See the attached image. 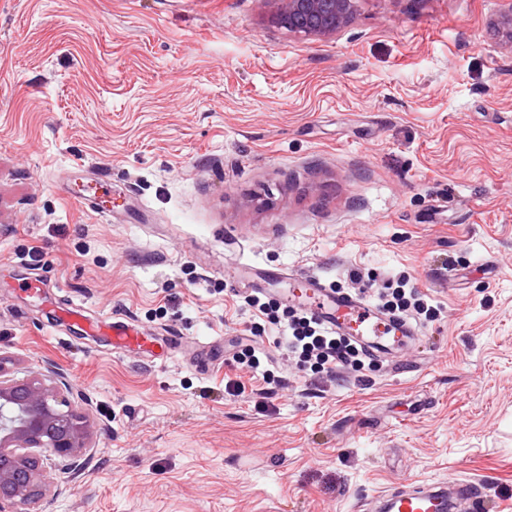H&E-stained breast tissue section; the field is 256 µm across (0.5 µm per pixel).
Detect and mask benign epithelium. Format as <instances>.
<instances>
[{"mask_svg": "<svg viewBox=\"0 0 512 512\" xmlns=\"http://www.w3.org/2000/svg\"><path fill=\"white\" fill-rule=\"evenodd\" d=\"M268 21L291 33L329 39L349 25L361 0H264ZM503 47L512 51V0L494 21ZM62 387L34 377H0V501L32 512L45 494V460L66 461L62 472L78 473L88 449L89 425L73 409H62Z\"/></svg>", "mask_w": 512, "mask_h": 512, "instance_id": "benign-epithelium-1", "label": "benign epithelium"}]
</instances>
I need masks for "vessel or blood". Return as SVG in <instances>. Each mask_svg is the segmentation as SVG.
I'll return each mask as SVG.
<instances>
[{"label": "vessel or blood", "instance_id": "b4317fda", "mask_svg": "<svg viewBox=\"0 0 512 512\" xmlns=\"http://www.w3.org/2000/svg\"><path fill=\"white\" fill-rule=\"evenodd\" d=\"M74 196L104 214L112 212V191L103 184L78 185ZM300 304L334 331L352 333L370 353H383L404 346L414 334L411 324L399 317H386L362 296L325 286L320 279L298 277ZM60 319L81 326L86 335L103 338L113 351L140 349L153 352L156 337L145 335L134 323L118 318L87 319L73 304L57 307ZM389 512H482L484 505L476 487L467 481L450 488H426L411 482L395 486L387 496Z\"/></svg>", "mask_w": 512, "mask_h": 512}]
</instances>
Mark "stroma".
<instances>
[{
	"label": "stroma",
	"mask_w": 512,
	"mask_h": 512,
	"mask_svg": "<svg viewBox=\"0 0 512 512\" xmlns=\"http://www.w3.org/2000/svg\"><path fill=\"white\" fill-rule=\"evenodd\" d=\"M501 7L362 0L321 40L264 0H0V365L64 376L91 425L38 512H359L403 478L512 512ZM82 176L113 220L68 198ZM247 265L369 300L404 278L439 312L396 357L307 374L279 327L251 336ZM52 299L185 346L112 352ZM249 336L258 369L196 366Z\"/></svg>",
	"instance_id": "stroma-1"
}]
</instances>
